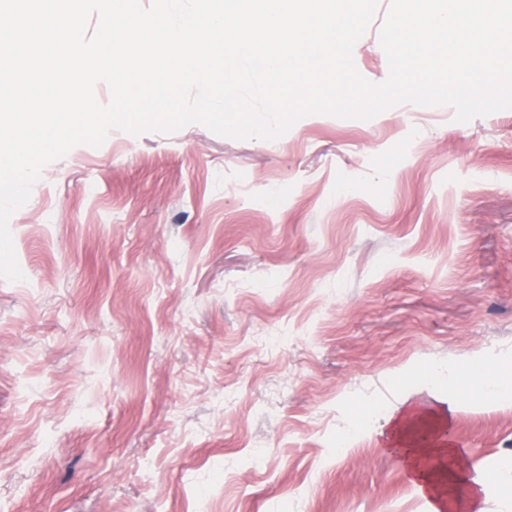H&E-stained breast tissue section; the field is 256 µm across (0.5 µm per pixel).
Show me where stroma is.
<instances>
[{
	"instance_id": "obj_1",
	"label": "stroma",
	"mask_w": 512,
	"mask_h": 512,
	"mask_svg": "<svg viewBox=\"0 0 512 512\" xmlns=\"http://www.w3.org/2000/svg\"><path fill=\"white\" fill-rule=\"evenodd\" d=\"M454 116L114 129L46 165L0 278V512H429L366 406L512 373V109ZM452 436L512 512V404L468 392Z\"/></svg>"
}]
</instances>
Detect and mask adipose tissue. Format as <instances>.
<instances>
[{
    "label": "adipose tissue",
    "mask_w": 512,
    "mask_h": 512,
    "mask_svg": "<svg viewBox=\"0 0 512 512\" xmlns=\"http://www.w3.org/2000/svg\"><path fill=\"white\" fill-rule=\"evenodd\" d=\"M455 397L447 403H435L421 393L408 394L397 409L389 412L381 425L385 446L395 448L407 465L411 480L426 497L431 512H456L458 504L447 492V484H467L480 489L481 478L472 476L462 449L456 448L446 431L457 410V395L467 392L472 382H480L496 397L512 393V379L501 373L473 364L462 372L448 375ZM448 459L452 468L447 477H440L426 468L429 457Z\"/></svg>",
    "instance_id": "1"
}]
</instances>
